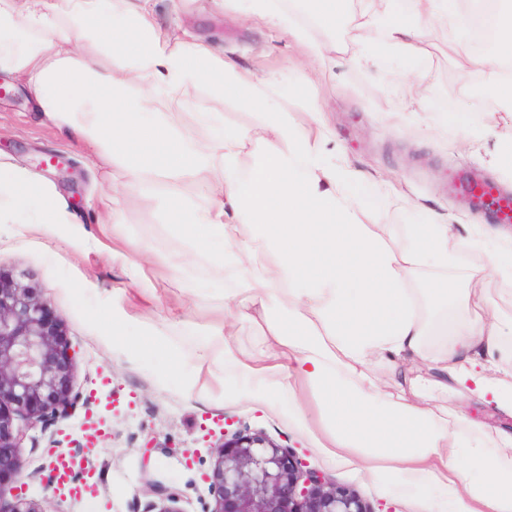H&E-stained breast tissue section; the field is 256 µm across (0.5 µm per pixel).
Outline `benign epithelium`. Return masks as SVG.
Returning <instances> with one entry per match:
<instances>
[{
  "mask_svg": "<svg viewBox=\"0 0 512 512\" xmlns=\"http://www.w3.org/2000/svg\"><path fill=\"white\" fill-rule=\"evenodd\" d=\"M73 365L48 302L36 289L0 274V503L20 472V442L75 411ZM216 454L212 512H369L352 491L329 484L260 434L226 429ZM0 512L45 510L17 494Z\"/></svg>",
  "mask_w": 512,
  "mask_h": 512,
  "instance_id": "1",
  "label": "benign epithelium"
}]
</instances>
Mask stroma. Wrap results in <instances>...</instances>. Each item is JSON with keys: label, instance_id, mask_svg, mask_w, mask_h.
<instances>
[{"label": "stroma", "instance_id": "obj_1", "mask_svg": "<svg viewBox=\"0 0 512 512\" xmlns=\"http://www.w3.org/2000/svg\"><path fill=\"white\" fill-rule=\"evenodd\" d=\"M299 2L280 0L289 26L325 44L333 60L315 84L298 78L315 65L304 46L278 26L245 15L239 0H146V6L164 32L201 40L219 58L271 77V106L295 114L321 100L316 118L331 133L337 161L391 199L377 219L395 234L420 223L425 208L468 231L487 223L448 187L453 173L472 169L512 193V170L490 162L512 139V127L488 131L501 105L472 98L470 83L492 55L477 42L475 26L434 28L422 58L407 62L394 59L379 34H371L366 48L372 61L357 67L350 57L359 30L348 23L329 29ZM418 72L425 76L427 115L438 124L431 133L419 131L410 105ZM221 82L217 75L201 84L196 99L223 113L226 125L256 124L260 111L225 101ZM4 85L0 172L22 168L39 175L75 217L48 228L0 222V272L37 288L78 352L72 371L78 408L22 441L18 492L45 512H144L166 489L177 494L181 512H212L215 448L229 423L303 458L329 482L353 491L370 512H425L429 493L415 500L400 496L317 447L310 432L319 413L309 391L300 395L303 428L273 405L225 397L223 357L204 358L198 349L224 327V286L208 280L205 260L182 275L156 259L185 249L189 230L167 223L155 195L134 188L113 197L110 169L92 148L50 124L23 79L9 73ZM54 155L72 162L70 182L50 166ZM114 205L125 214L116 227L107 223ZM188 277L199 281L197 292H185ZM265 329L261 320L236 322L228 342L263 365ZM93 423L100 427L93 450L81 457L72 488L57 489L49 479L56 455H79Z\"/></svg>", "mask_w": 512, "mask_h": 512}]
</instances>
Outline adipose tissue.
Returning a JSON list of instances; mask_svg holds the SVG:
<instances>
[{
	"label": "adipose tissue",
	"instance_id": "ef3b65f1",
	"mask_svg": "<svg viewBox=\"0 0 512 512\" xmlns=\"http://www.w3.org/2000/svg\"><path fill=\"white\" fill-rule=\"evenodd\" d=\"M310 0L327 26L355 23L381 33L385 46L415 52L423 32L447 24L458 0ZM93 39L118 52L122 67L76 59ZM497 55L487 85L512 112V12L497 15ZM0 70L28 77L40 112L90 143L99 160L122 170L121 186L162 183L160 208L172 224L192 228V249L165 265L182 272L196 258L222 282L238 320L254 307L275 309L265 363L252 365L224 349L230 398L265 401L296 421L307 388L321 414L318 447L359 463L408 494L439 490L431 512H512V433L488 440L487 427L463 408L485 404L512 416V316L486 295L457 287L465 279L512 278V239L479 245L457 225L424 214L394 239L364 216L382 200L365 191L356 170L328 156L322 130L283 111H266L272 84L215 56L202 42H171L146 8L131 0H0ZM223 74L226 99L263 109L257 127L231 128L220 112L196 104L191 124L161 97L181 101ZM136 85L137 96L127 93ZM263 151L245 165L249 146ZM195 179L206 203H188L183 183ZM8 213L27 224H65L52 189L16 170L4 183ZM480 249L481 265L461 258ZM464 317L449 323V308ZM383 364L385 379L369 369ZM458 400L440 416L436 395Z\"/></svg>",
	"mask_w": 512,
	"mask_h": 512
}]
</instances>
